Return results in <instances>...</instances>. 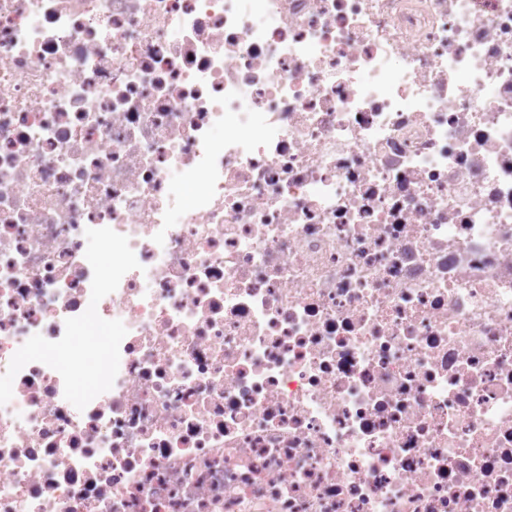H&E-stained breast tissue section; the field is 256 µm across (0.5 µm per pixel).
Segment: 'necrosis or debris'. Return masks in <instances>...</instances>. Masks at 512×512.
Wrapping results in <instances>:
<instances>
[{
  "mask_svg": "<svg viewBox=\"0 0 512 512\" xmlns=\"http://www.w3.org/2000/svg\"><path fill=\"white\" fill-rule=\"evenodd\" d=\"M0 393V512H512V0H0Z\"/></svg>",
  "mask_w": 512,
  "mask_h": 512,
  "instance_id": "4bbe7bcc",
  "label": "necrosis or debris"
}]
</instances>
